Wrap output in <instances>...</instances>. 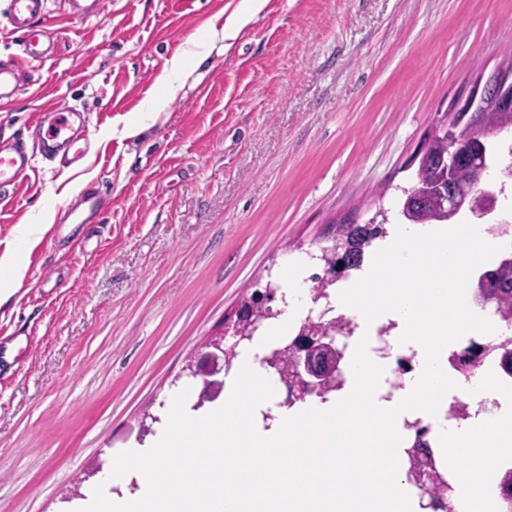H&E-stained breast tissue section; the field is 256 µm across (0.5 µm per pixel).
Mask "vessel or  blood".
<instances>
[{
  "label": "vessel or blood",
  "instance_id": "1",
  "mask_svg": "<svg viewBox=\"0 0 512 512\" xmlns=\"http://www.w3.org/2000/svg\"><path fill=\"white\" fill-rule=\"evenodd\" d=\"M49 0H8L6 18L13 32L19 33V55L0 58V111L6 110L19 88L18 79L24 66L44 56L43 44L48 37ZM73 17L100 16L104 0H65ZM32 126L38 137L35 148L16 141L0 145V204H8L14 191L34 165L35 158L61 159L64 167L81 165L91 149L90 131L80 110L61 101L46 103L35 113ZM72 224H86L101 219L105 198L95 191L82 194L75 203L63 206Z\"/></svg>",
  "mask_w": 512,
  "mask_h": 512
}]
</instances>
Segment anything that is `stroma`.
Segmentation results:
<instances>
[{
	"label": "stroma",
	"instance_id": "1",
	"mask_svg": "<svg viewBox=\"0 0 512 512\" xmlns=\"http://www.w3.org/2000/svg\"><path fill=\"white\" fill-rule=\"evenodd\" d=\"M241 7L106 0L83 20L49 4L53 48L24 75L45 93L19 91L0 138L33 142L54 99L85 113L94 146L79 174L36 159L0 214V278L6 257L23 267L0 305V339L23 360L0 384V512H73L75 472L153 447L186 356L248 288H272L280 311L286 261L320 275L336 225L380 210L400 224L424 136L512 57V0H268L235 38L209 36ZM133 122L143 132L125 136ZM97 188L112 197L102 225L34 232ZM147 408L159 421L143 436Z\"/></svg>",
	"mask_w": 512,
	"mask_h": 512
}]
</instances>
